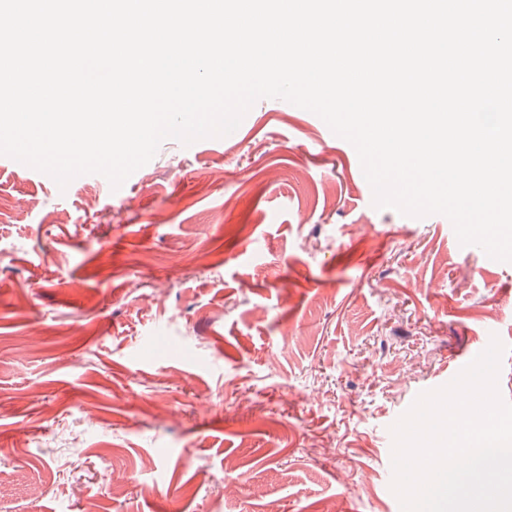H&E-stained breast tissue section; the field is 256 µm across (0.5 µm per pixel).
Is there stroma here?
<instances>
[{"label":"stroma","mask_w":512,"mask_h":512,"mask_svg":"<svg viewBox=\"0 0 512 512\" xmlns=\"http://www.w3.org/2000/svg\"><path fill=\"white\" fill-rule=\"evenodd\" d=\"M494 337L512 399V262L296 106L116 190L0 156V512H394L391 426Z\"/></svg>","instance_id":"obj_1"}]
</instances>
